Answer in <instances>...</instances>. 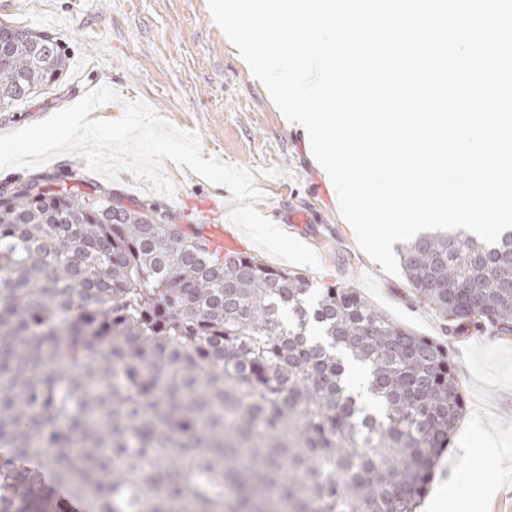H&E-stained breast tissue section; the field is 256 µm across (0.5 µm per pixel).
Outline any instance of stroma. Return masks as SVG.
Segmentation results:
<instances>
[{"mask_svg": "<svg viewBox=\"0 0 512 512\" xmlns=\"http://www.w3.org/2000/svg\"><path fill=\"white\" fill-rule=\"evenodd\" d=\"M0 21L56 37L67 59L61 81L0 112V134L41 122L108 83L119 99L96 106L94 117L119 119L125 105L142 100L175 127L198 132L204 157L251 168L264 194L257 210L316 253L319 270L306 272L315 287L357 289L398 324L447 344L456 361L467 410L420 512H512V336L471 325L445 331L414 303L403 275L384 273L366 255L301 127L252 76L212 20L207 0H0ZM163 170L176 186L170 199L126 172L110 187L117 196L173 211L183 224H210L228 211L226 187L169 160ZM37 171L70 186L97 179L84 159L63 154L37 170H0V182ZM295 211L307 212L309 223H287ZM462 466L470 480L454 481Z\"/></svg>", "mask_w": 512, "mask_h": 512, "instance_id": "1", "label": "stroma"}]
</instances>
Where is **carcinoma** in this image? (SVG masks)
I'll use <instances>...</instances> for the list:
<instances>
[{
	"label": "carcinoma",
	"instance_id": "cac0c4a2",
	"mask_svg": "<svg viewBox=\"0 0 512 512\" xmlns=\"http://www.w3.org/2000/svg\"><path fill=\"white\" fill-rule=\"evenodd\" d=\"M65 69L56 38L0 22V111ZM163 213L0 182V512H60L47 477L83 512H418L465 409L448 348ZM398 258L448 327L512 335V231H426Z\"/></svg>",
	"mask_w": 512,
	"mask_h": 512
}]
</instances>
